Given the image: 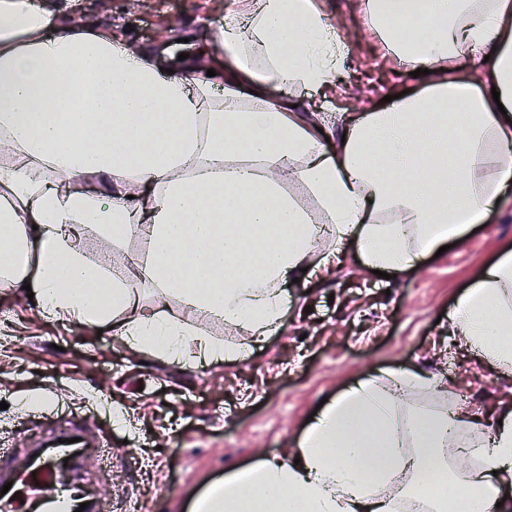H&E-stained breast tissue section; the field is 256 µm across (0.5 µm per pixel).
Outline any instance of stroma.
Listing matches in <instances>:
<instances>
[{"label":"stroma","instance_id":"obj_1","mask_svg":"<svg viewBox=\"0 0 512 512\" xmlns=\"http://www.w3.org/2000/svg\"><path fill=\"white\" fill-rule=\"evenodd\" d=\"M42 2L80 25L111 26L138 51L213 58L224 55L220 18L241 7L240 0ZM316 3L348 44L339 74L325 92L274 87L272 97L299 102L301 117L327 120L336 134L351 113L430 84V76L397 68L366 0ZM511 248L512 180L475 232L395 278L364 267L348 241L342 266L285 285L283 331L253 343L246 359L203 365L133 352L111 327L41 316L25 291L0 288V401L8 404L0 447H28L38 432L33 412L50 405L93 413L118 475L107 490L112 512H182L203 482L290 448L322 399L389 370L423 365L455 399L490 412L512 400V374L459 349L448 317L480 269ZM84 249L119 276L142 243L113 242L91 225Z\"/></svg>","mask_w":512,"mask_h":512}]
</instances>
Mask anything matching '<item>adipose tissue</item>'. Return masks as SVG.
<instances>
[{"label":"adipose tissue","mask_w":512,"mask_h":512,"mask_svg":"<svg viewBox=\"0 0 512 512\" xmlns=\"http://www.w3.org/2000/svg\"><path fill=\"white\" fill-rule=\"evenodd\" d=\"M419 23L417 42L390 39L399 61L445 69L470 53L484 56L481 69L356 113L330 150L290 100L267 93L333 79L343 45L312 0L226 15L223 64L184 62L167 77L111 31L0 0V285H30L43 312L111 326L133 351L219 361L239 348L200 334L191 315L267 338L286 313L282 285L342 262L348 240L367 267L401 275L462 239L512 180V0H423ZM460 98L467 111H452ZM107 177L118 191L105 204ZM291 181L315 198L331 250L319 249ZM91 224L144 244L124 275L86 259ZM140 280L178 297L182 312L143 304ZM450 323L476 357L512 369V250L481 268ZM420 390L449 392L419 365L363 380L285 456L226 473L212 512H512V405L493 419L455 402L398 417V400ZM434 469L456 498L432 499L422 477Z\"/></svg>","instance_id":"obj_1"}]
</instances>
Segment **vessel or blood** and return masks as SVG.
<instances>
[{
  "mask_svg": "<svg viewBox=\"0 0 512 512\" xmlns=\"http://www.w3.org/2000/svg\"><path fill=\"white\" fill-rule=\"evenodd\" d=\"M42 437L30 447L0 448V512H105L104 499L89 485L92 461L110 458L90 439L86 419L47 409Z\"/></svg>",
  "mask_w": 512,
  "mask_h": 512,
  "instance_id": "obj_1",
  "label": "vessel or blood"
}]
</instances>
